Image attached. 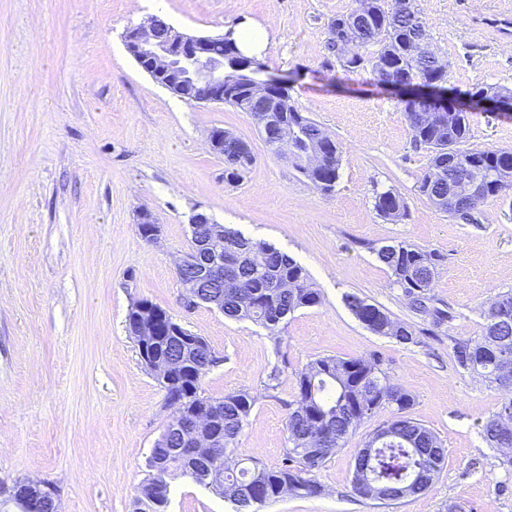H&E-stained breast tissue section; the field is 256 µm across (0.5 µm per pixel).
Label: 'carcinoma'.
Listing matches in <instances>:
<instances>
[{
	"label": "carcinoma",
	"instance_id": "cac0c4a2",
	"mask_svg": "<svg viewBox=\"0 0 512 512\" xmlns=\"http://www.w3.org/2000/svg\"><path fill=\"white\" fill-rule=\"evenodd\" d=\"M365 6L370 20L353 32L361 48L351 60L339 58L340 68L346 73L368 72L378 85L396 78L406 81L421 80L434 89L429 97L440 101L447 91L449 64L435 54L416 55L411 51L417 32L430 38L428 25L418 8L417 0H407L404 10L400 0H391L387 7L381 0H358ZM470 101L464 109L444 113L438 127H425L418 113L404 106L413 142L431 149L432 157L419 182V191L438 210L466 223L475 221L479 206L458 203L448 206V154L444 149L453 144L459 161L487 174L502 167H512L511 148H474L468 144L469 115L480 112V99L489 96L512 99V90L484 85L468 93ZM224 103L252 117L267 113L268 103L256 98L251 90L237 85L224 91ZM277 111L270 113L292 142V165L322 192L332 191L339 179L340 154L335 142L325 139V131L294 105L288 92L281 93L276 102ZM321 145L323 164L315 170L301 165L310 147ZM252 155L241 138L224 132V181L237 184L244 179L252 161L235 167L227 166L238 154ZM375 210L389 220L397 221L406 215V206L400 194L392 189L375 197ZM224 240L235 242L237 254L224 253V281H211L201 288L205 295L224 297V316L234 320H249L261 325L273 336H280L288 325V316L311 308L321 302L319 293L311 287L305 268L289 254L266 243L244 237L230 228L224 229ZM377 258L391 273L393 286L402 290L409 307L419 312L432 308L436 312L435 327L454 319L450 308L437 306L432 294L433 283L444 256L436 250L399 242L376 249ZM345 304L358 320L374 312L369 330L389 337L402 345L421 343L422 330L394 320L388 313L356 294L345 295ZM460 367L478 374L497 387H502L503 374L499 357L512 359V321L492 330L483 325L481 333L459 341L453 347ZM170 356L179 364L173 384H163L167 395L182 401L184 412L191 413L205 397V378L209 369L203 367V353L188 348L170 347ZM296 392L290 403L286 422L287 442L284 448L285 464L278 468L266 467L255 460L243 464L237 456L239 437L255 405V399L246 392H233L219 398L224 405V447L218 456L200 451L186 456L177 451L181 437L175 432H164L153 448L149 467L163 466L164 471H178L195 483L212 489L229 501L233 512H258L267 503L288 494L308 498L321 493V486L313 478L325 466L336 449L344 447L349 436L378 409L388 407L393 418L389 425L397 428L371 455L363 459L356 454L353 476H364L374 493L363 492L360 484L352 489L360 497L392 505L409 497L429 491L447 461L441 441L428 428L406 416L414 399L402 386L391 381L376 356L366 358L322 357L312 361L296 373ZM512 415V398L501 411L490 416L481 426L484 440L499 447L504 431L501 412ZM169 503V484L147 478L137 499L136 512H166Z\"/></svg>",
	"mask_w": 512,
	"mask_h": 512
}]
</instances>
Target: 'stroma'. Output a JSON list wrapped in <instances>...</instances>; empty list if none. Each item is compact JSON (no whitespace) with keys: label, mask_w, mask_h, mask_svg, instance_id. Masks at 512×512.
I'll return each mask as SVG.
<instances>
[{"label":"stroma","mask_w":512,"mask_h":512,"mask_svg":"<svg viewBox=\"0 0 512 512\" xmlns=\"http://www.w3.org/2000/svg\"><path fill=\"white\" fill-rule=\"evenodd\" d=\"M447 87L462 95L512 89V0H418ZM356 0H0V490L45 480L59 512H133L147 460L172 410L125 330L146 299L203 337L218 364L209 396L244 390L255 406L239 455L276 468L287 446L294 374L319 357L377 354L414 397L411 418L431 429L447 463L430 491L391 507L351 489L356 452L392 418L381 408L316 472L322 491L289 495L261 512H512V471L481 436L506 394L458 367L456 340L479 335L484 310L512 292V189L465 223L418 190L429 162L414 144L404 107L368 73L328 65V26ZM201 35L258 22L271 35L268 75L286 79L292 102L336 142L340 177L317 191L265 144L248 113L184 100L156 84L128 54L127 28L154 16ZM248 143L255 163L224 180L212 129ZM469 144L512 148V112H475ZM393 189L408 211L390 221L374 208ZM149 210L158 240L141 239ZM273 244L305 268L321 297L288 319L281 337L206 305L185 309L176 263L190 245L189 218ZM411 243L446 257L433 292L455 318L435 329L410 311L376 250ZM356 294L422 329L402 345L360 324ZM277 375V390L267 387ZM168 512H232V504L174 472Z\"/></svg>","instance_id":"1"}]
</instances>
